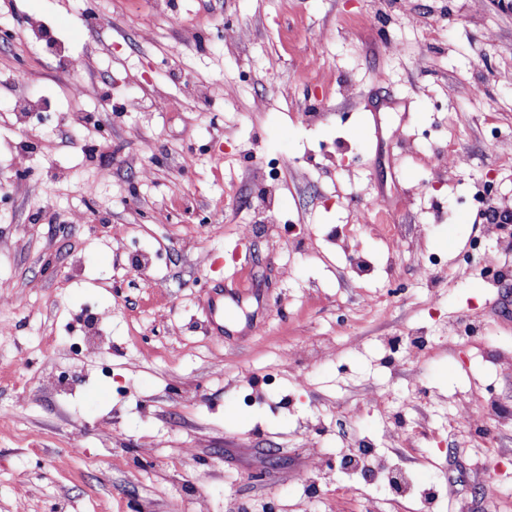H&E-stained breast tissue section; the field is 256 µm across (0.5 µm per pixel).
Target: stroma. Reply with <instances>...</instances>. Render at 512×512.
Here are the masks:
<instances>
[{"instance_id":"35a3bbf8","label":"stroma","mask_w":512,"mask_h":512,"mask_svg":"<svg viewBox=\"0 0 512 512\" xmlns=\"http://www.w3.org/2000/svg\"><path fill=\"white\" fill-rule=\"evenodd\" d=\"M498 131L512 0H0V512H512Z\"/></svg>"}]
</instances>
